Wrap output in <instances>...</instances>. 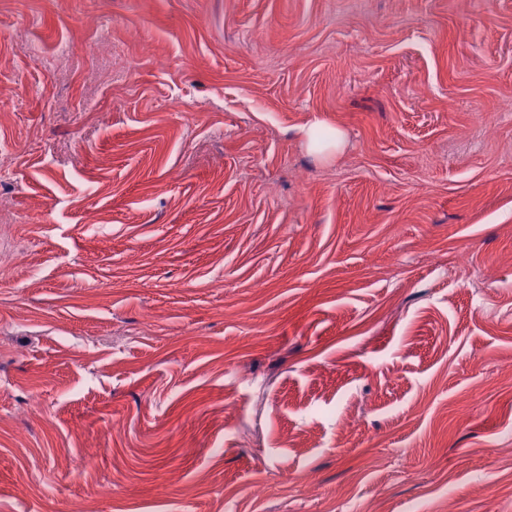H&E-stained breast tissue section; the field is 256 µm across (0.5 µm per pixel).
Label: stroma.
Here are the masks:
<instances>
[{
	"label": "stroma",
	"mask_w": 512,
	"mask_h": 512,
	"mask_svg": "<svg viewBox=\"0 0 512 512\" xmlns=\"http://www.w3.org/2000/svg\"><path fill=\"white\" fill-rule=\"evenodd\" d=\"M0 512H512V0H0ZM304 138L310 150L329 158L338 153L343 145L341 129L317 122L305 132Z\"/></svg>",
	"instance_id": "35a3bbf8"
}]
</instances>
